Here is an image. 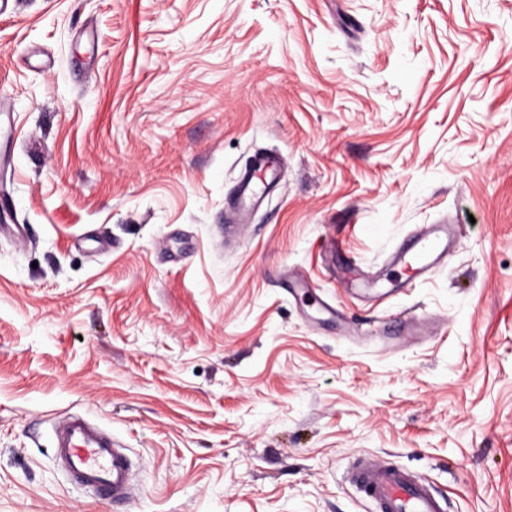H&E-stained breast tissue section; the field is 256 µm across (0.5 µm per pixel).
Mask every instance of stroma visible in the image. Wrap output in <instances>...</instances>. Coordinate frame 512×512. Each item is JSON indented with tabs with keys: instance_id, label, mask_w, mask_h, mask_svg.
I'll return each instance as SVG.
<instances>
[{
	"instance_id": "obj_1",
	"label": "stroma",
	"mask_w": 512,
	"mask_h": 512,
	"mask_svg": "<svg viewBox=\"0 0 512 512\" xmlns=\"http://www.w3.org/2000/svg\"><path fill=\"white\" fill-rule=\"evenodd\" d=\"M0 196V512H373L357 457L512 512V0H7ZM72 412L127 500L55 462ZM281 174L280 160L276 155L256 153L249 165L241 172L234 207L244 217L259 205L270 187ZM446 254L440 235L435 231H423L408 251H397L392 264L412 276L429 272L437 260ZM56 463L103 500H122L135 479L132 462L111 434L81 415L65 417L55 431Z\"/></svg>"
}]
</instances>
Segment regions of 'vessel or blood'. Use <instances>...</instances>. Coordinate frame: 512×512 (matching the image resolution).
<instances>
[{
	"instance_id": "1",
	"label": "vessel or blood",
	"mask_w": 512,
	"mask_h": 512,
	"mask_svg": "<svg viewBox=\"0 0 512 512\" xmlns=\"http://www.w3.org/2000/svg\"><path fill=\"white\" fill-rule=\"evenodd\" d=\"M281 174L277 156L258 153L241 172L234 207L245 216L259 205ZM446 248L437 232H422L406 251L396 252L392 263L414 276L429 272ZM53 454L56 463L77 482L103 500H121L131 492L135 479L132 462L111 434L86 418L72 414L55 431ZM352 482L374 512H447L446 500L434 487L403 466L358 459L352 468Z\"/></svg>"
}]
</instances>
